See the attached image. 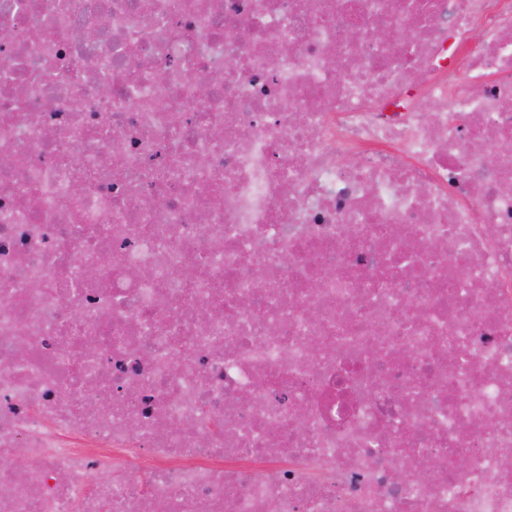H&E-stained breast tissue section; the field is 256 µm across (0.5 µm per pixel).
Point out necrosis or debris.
Segmentation results:
<instances>
[{
	"label": "necrosis or debris",
	"mask_w": 512,
	"mask_h": 512,
	"mask_svg": "<svg viewBox=\"0 0 512 512\" xmlns=\"http://www.w3.org/2000/svg\"><path fill=\"white\" fill-rule=\"evenodd\" d=\"M510 25L0 0V512H512Z\"/></svg>",
	"instance_id": "necrosis-or-debris-1"
}]
</instances>
